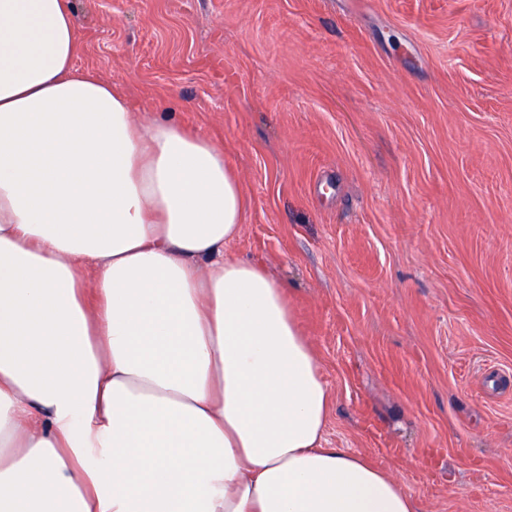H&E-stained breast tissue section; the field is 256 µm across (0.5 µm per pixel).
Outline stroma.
Returning <instances> with one entry per match:
<instances>
[{
  "label": "stroma",
  "instance_id": "1",
  "mask_svg": "<svg viewBox=\"0 0 512 512\" xmlns=\"http://www.w3.org/2000/svg\"><path fill=\"white\" fill-rule=\"evenodd\" d=\"M78 69L211 139L326 438L419 512H512V0H71Z\"/></svg>",
  "mask_w": 512,
  "mask_h": 512
}]
</instances>
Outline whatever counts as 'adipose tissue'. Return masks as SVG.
Listing matches in <instances>:
<instances>
[{
  "label": "adipose tissue",
  "instance_id": "ef3b65f1",
  "mask_svg": "<svg viewBox=\"0 0 512 512\" xmlns=\"http://www.w3.org/2000/svg\"><path fill=\"white\" fill-rule=\"evenodd\" d=\"M77 42L69 0H0V512H418L324 447L284 286L224 253L223 152Z\"/></svg>",
  "mask_w": 512,
  "mask_h": 512
}]
</instances>
